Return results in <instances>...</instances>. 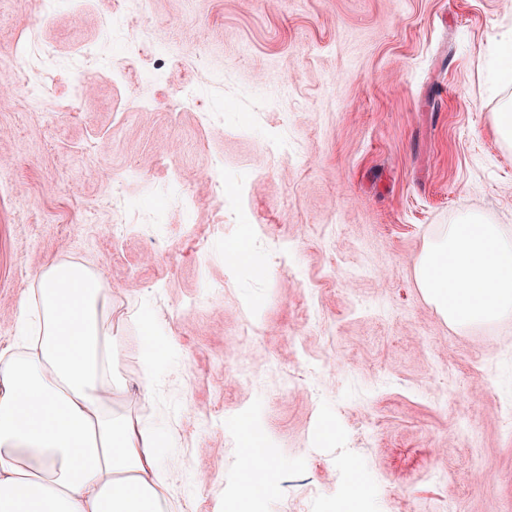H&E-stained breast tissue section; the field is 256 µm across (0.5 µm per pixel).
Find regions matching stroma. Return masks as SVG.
I'll list each match as a JSON object with an SVG mask.
<instances>
[{"label":"stroma","instance_id":"1","mask_svg":"<svg viewBox=\"0 0 512 512\" xmlns=\"http://www.w3.org/2000/svg\"><path fill=\"white\" fill-rule=\"evenodd\" d=\"M505 24L512 0H0V55L34 39L48 76L39 110L14 82L0 105V349L36 276L80 263L108 290L129 379L132 309L168 338L130 406L176 435L172 512H237L223 480L250 444L225 423L256 414L289 461L262 512H512V316L449 325L415 275L459 211L512 234V150L485 78ZM134 40L154 55L116 78ZM189 85L219 121L175 107ZM238 237L268 261L285 249V267L253 279L224 255Z\"/></svg>","mask_w":512,"mask_h":512}]
</instances>
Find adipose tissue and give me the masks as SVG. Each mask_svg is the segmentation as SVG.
<instances>
[{
  "mask_svg": "<svg viewBox=\"0 0 512 512\" xmlns=\"http://www.w3.org/2000/svg\"><path fill=\"white\" fill-rule=\"evenodd\" d=\"M491 42L498 99L490 119L512 148V27ZM416 272L449 324L512 314V236L483 211L453 217ZM107 303L99 276L71 262L47 266L22 302L15 344L0 351V512H167L175 436L128 411L130 380L115 365ZM135 320L146 384L162 367L165 336L150 316ZM229 428L259 443L237 466L262 476L235 479L231 498L249 506L275 496L284 462L258 423L234 420Z\"/></svg>",
  "mask_w": 512,
  "mask_h": 512,
  "instance_id": "1",
  "label": "adipose tissue"
}]
</instances>
